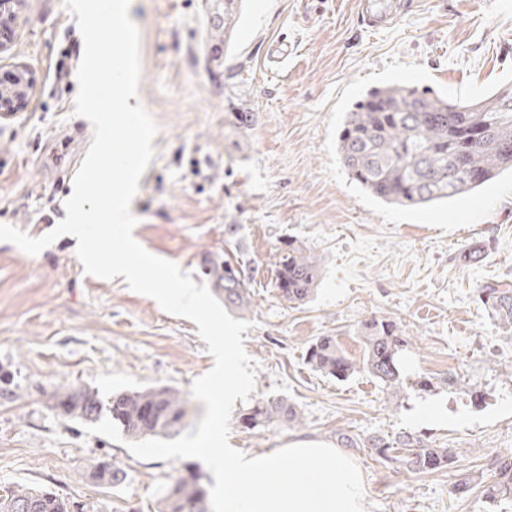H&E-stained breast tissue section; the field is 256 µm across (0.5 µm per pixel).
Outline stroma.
Segmentation results:
<instances>
[{
    "mask_svg": "<svg viewBox=\"0 0 512 512\" xmlns=\"http://www.w3.org/2000/svg\"><path fill=\"white\" fill-rule=\"evenodd\" d=\"M408 2L392 27L375 31L358 0H245L237 38L217 57L208 31L224 0H132L138 100L158 125L131 204L133 235L199 284L209 280L207 260L229 249L227 225L236 227L254 302L243 334L258 364L253 395L288 399L302 422L253 434L232 423L234 448L332 444L340 431L356 440L422 435L454 451L450 468L413 474L349 449L368 512H512V501L451 493L459 477L512 456V332L480 294L512 284V174L445 204L400 208L351 181L336 151L348 110L372 88L401 82L475 100L512 77V0ZM19 14L0 75L29 65L36 81L25 109L0 118V223L38 238L66 217L75 153L88 150L92 127L74 112L76 75H53L63 52L72 51L71 67L82 59L75 16L63 0H21ZM277 43L286 58L272 57ZM289 239L308 246L321 271L316 294L297 308L274 286ZM472 246L482 260L463 263ZM76 250L71 235L35 256L0 242V489L49 485L83 512H157L183 461L141 459L87 434L53 409V395L69 383L103 395L187 393L214 359L194 322L123 278L86 275ZM371 316L404 331L399 395L366 373L339 381L306 360L313 339L330 333L360 359L355 329ZM426 402L442 420L418 421ZM94 458L121 465V486L98 484Z\"/></svg>",
    "mask_w": 512,
    "mask_h": 512,
    "instance_id": "obj_1",
    "label": "stroma"
}]
</instances>
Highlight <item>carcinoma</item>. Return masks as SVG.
Wrapping results in <instances>:
<instances>
[{"label":"carcinoma","mask_w":512,"mask_h":512,"mask_svg":"<svg viewBox=\"0 0 512 512\" xmlns=\"http://www.w3.org/2000/svg\"><path fill=\"white\" fill-rule=\"evenodd\" d=\"M241 0H224V41H229ZM512 81L477 100L450 101L428 89L392 84L368 91L354 102L337 136V153L351 180L387 203L419 207L445 201L481 187L505 170H512V106H501V93ZM224 282L218 289L224 306L242 314L251 309L250 290L238 263L226 259L210 269ZM319 279V266L309 250L290 240L279 252L276 279L282 299L291 304L309 299ZM484 301L501 327L512 329V286L482 289ZM362 358L355 361L334 336H319L309 345L307 363L340 381L364 372L394 393L402 384L400 351L403 330L390 319L360 321ZM54 399L68 405L66 416L93 422L109 413L121 434L129 439L170 438L187 426L190 403L170 386L116 392L102 398L72 384L60 387ZM298 425L302 415L286 398H260L239 416L250 433L267 424ZM342 445L363 447L374 457L422 473L441 469L453 459L452 450L439 448L419 436L394 439L374 435L360 444L339 434ZM405 448V455L395 454ZM91 469L99 484L115 488L125 480L116 463L96 458ZM205 475L191 466L171 478L158 512H209ZM491 501L512 499V457L495 460V476L482 485ZM0 512H71L69 501L50 488L15 484L0 490Z\"/></svg>","instance_id":"cac0c4a2"}]
</instances>
